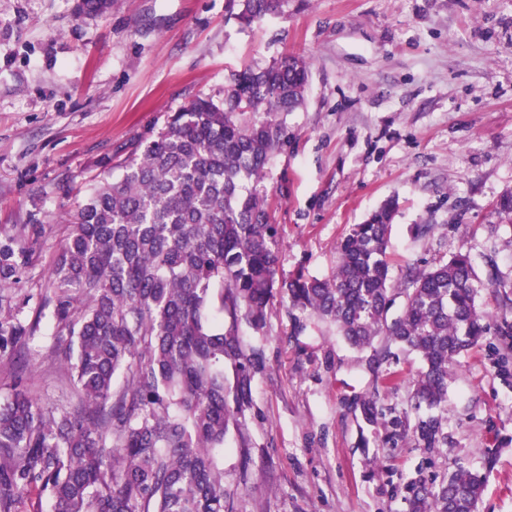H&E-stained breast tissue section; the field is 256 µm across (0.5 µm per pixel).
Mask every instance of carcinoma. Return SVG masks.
<instances>
[{
  "label": "carcinoma",
  "mask_w": 512,
  "mask_h": 512,
  "mask_svg": "<svg viewBox=\"0 0 512 512\" xmlns=\"http://www.w3.org/2000/svg\"><path fill=\"white\" fill-rule=\"evenodd\" d=\"M287 6L226 0L245 26L284 17ZM110 9L112 0L76 6L88 16ZM308 81L309 63L293 54L248 64L225 78L223 97L192 100L161 131L101 163L41 301L53 325L50 351L70 366L66 405L43 404L26 388L17 358L38 323L4 294L38 259L46 225L32 214L19 227L0 226V362L11 377L0 399V512H42L45 498L52 512H232L224 438L233 429L248 447L244 415L261 359L242 331H261L278 297L334 324L349 345L374 349L380 365L393 344L417 353L416 405L440 406L459 358L488 332L469 254L410 270L391 287L397 202L388 199L340 239L330 277L278 273L265 179ZM397 294L403 309L392 317ZM380 336L386 345L376 349ZM377 401L376 393L360 400L370 423ZM414 437L437 447L441 418L418 420ZM482 489L462 467L438 483L419 471L406 482L405 512H478Z\"/></svg>",
  "instance_id": "carcinoma-1"
}]
</instances>
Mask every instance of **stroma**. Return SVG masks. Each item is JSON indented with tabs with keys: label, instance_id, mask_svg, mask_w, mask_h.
<instances>
[{
	"label": "stroma",
	"instance_id": "35a3bbf8",
	"mask_svg": "<svg viewBox=\"0 0 512 512\" xmlns=\"http://www.w3.org/2000/svg\"><path fill=\"white\" fill-rule=\"evenodd\" d=\"M75 3L0 0V226L33 213L49 225L16 287L38 324L23 362L35 398L69 396L38 306L101 161L196 96L218 94L230 71L298 54L309 62L305 104L288 115L296 137L265 181L280 275L331 276L340 238L394 198L393 282L470 253L494 335L461 357L438 409L447 440L426 454L355 404L378 391L380 412L410 409L419 357L373 370L372 350L274 301L264 330L245 335L262 352L247 437L224 442L233 512H403L405 476L460 467L484 481L479 512H512V365L495 363L512 346L502 333L512 325V222L494 211L512 190V0H288L286 18L251 28L225 0H114L96 18L77 16ZM390 371L402 381L387 391Z\"/></svg>",
	"mask_w": 512,
	"mask_h": 512
}]
</instances>
